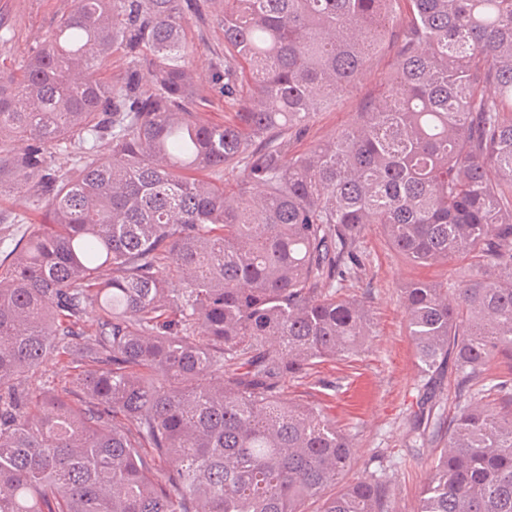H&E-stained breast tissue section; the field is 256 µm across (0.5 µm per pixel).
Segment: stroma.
<instances>
[{"label":"stroma","mask_w":512,"mask_h":512,"mask_svg":"<svg viewBox=\"0 0 512 512\" xmlns=\"http://www.w3.org/2000/svg\"><path fill=\"white\" fill-rule=\"evenodd\" d=\"M203 3L206 21L192 23L189 30L197 47L198 115L205 122L221 123L235 112L210 87L212 64L224 54V28L218 21L224 0ZM70 6V0H0V62L21 71L32 48ZM391 58L386 48L372 53L355 87L331 108L316 111L304 135L291 145V153H303L353 123L362 101L380 96ZM0 214L8 218L0 224V253L11 250L16 240L44 220L40 211L30 208L23 189L0 192ZM359 250L365 269L344 292L369 302L376 329L372 344L356 356L326 360L303 377L288 379L285 394L288 400L318 407L349 435L352 454L344 482L361 476L378 479L393 489V512H416L436 454L435 443L422 436L427 422L420 412L434 404L452 408L458 388L454 368L446 369L438 385L421 375L406 332L403 290L418 280L444 283L468 278L476 261L464 257L446 265L415 266L371 227L361 236Z\"/></svg>","instance_id":"obj_1"}]
</instances>
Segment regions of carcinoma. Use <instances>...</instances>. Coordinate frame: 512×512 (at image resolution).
Returning <instances> with one entry per match:
<instances>
[{"instance_id": "cac0c4a2", "label": "carcinoma", "mask_w": 512, "mask_h": 512, "mask_svg": "<svg viewBox=\"0 0 512 512\" xmlns=\"http://www.w3.org/2000/svg\"><path fill=\"white\" fill-rule=\"evenodd\" d=\"M195 2L72 0L21 75L0 70V186L48 220L0 260V512H391L368 477L323 496L351 444L283 396L372 340L370 306L336 290L371 226L419 266L481 260L404 288L420 372L451 360L472 393L432 431L417 512H512V411L477 402L512 398L482 387L512 368V0H224L220 125L196 112ZM116 45L131 67L110 86ZM385 47L381 96L285 158ZM61 354L73 379L31 389Z\"/></svg>"}]
</instances>
